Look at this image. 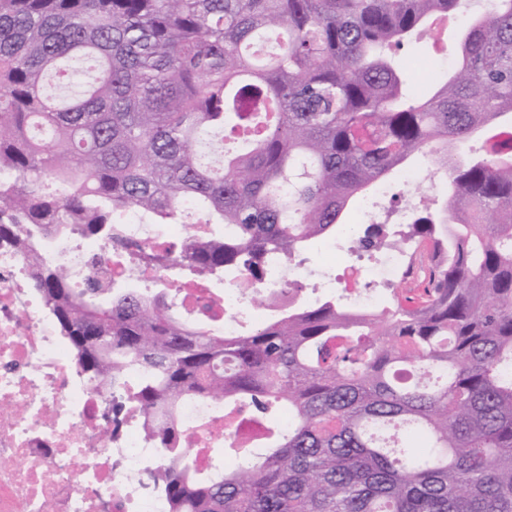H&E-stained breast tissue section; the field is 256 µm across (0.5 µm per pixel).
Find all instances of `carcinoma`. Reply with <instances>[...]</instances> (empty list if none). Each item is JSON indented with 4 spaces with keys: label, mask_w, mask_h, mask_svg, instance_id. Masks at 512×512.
Listing matches in <instances>:
<instances>
[{
    "label": "carcinoma",
    "mask_w": 512,
    "mask_h": 512,
    "mask_svg": "<svg viewBox=\"0 0 512 512\" xmlns=\"http://www.w3.org/2000/svg\"><path fill=\"white\" fill-rule=\"evenodd\" d=\"M494 2L454 75L414 96L389 50L467 0H0V242L23 255L73 234L136 263L112 225L193 212L206 237L161 265L261 284L410 158L449 185L415 223L365 229L370 251L430 258L420 293L368 313L270 290L264 324L217 336L166 291L77 290L38 264L77 369L112 393V433L142 419L166 512H512V0ZM227 126L241 146L216 168ZM191 398L224 401L236 468L217 448L193 465Z\"/></svg>",
    "instance_id": "1"
}]
</instances>
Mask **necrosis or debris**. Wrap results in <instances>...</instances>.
I'll return each instance as SVG.
<instances>
[{"label":"necrosis or debris","mask_w":512,"mask_h":512,"mask_svg":"<svg viewBox=\"0 0 512 512\" xmlns=\"http://www.w3.org/2000/svg\"><path fill=\"white\" fill-rule=\"evenodd\" d=\"M203 230L200 224H171L162 230L128 213L118 231L146 255L131 271L106 261V249L93 239L57 238L48 252L70 269L75 286L99 269L149 287L166 275L149 259L157 243L176 246ZM409 256L405 245L385 249L375 261L350 254L339 283L355 308L375 309L379 297L372 285L401 280ZM32 271L16 249L0 245V512H164L144 473L153 449L139 425L113 431L104 413L109 391L75 370L65 337L30 287ZM256 291L241 275L220 295L192 289L183 304L209 303L213 329L231 334L245 319ZM179 418L187 447L223 442V403L185 401Z\"/></svg>","instance_id":"necrosis-or-debris-1"}]
</instances>
